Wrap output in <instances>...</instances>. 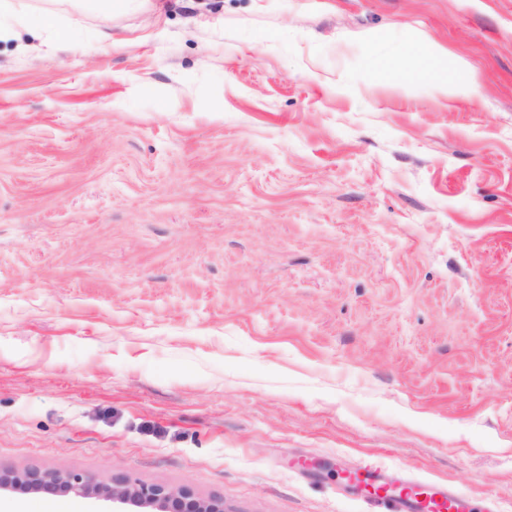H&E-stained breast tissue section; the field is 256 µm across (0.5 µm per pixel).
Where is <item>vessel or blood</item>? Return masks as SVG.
<instances>
[{
  "label": "vessel or blood",
  "instance_id": "obj_1",
  "mask_svg": "<svg viewBox=\"0 0 512 512\" xmlns=\"http://www.w3.org/2000/svg\"><path fill=\"white\" fill-rule=\"evenodd\" d=\"M366 494L379 512H473L472 501L448 485L410 480L394 483L379 470L367 467L360 474Z\"/></svg>",
  "mask_w": 512,
  "mask_h": 512
}]
</instances>
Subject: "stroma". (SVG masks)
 Returning a JSON list of instances; mask_svg holds the SVG:
<instances>
[{
  "mask_svg": "<svg viewBox=\"0 0 512 512\" xmlns=\"http://www.w3.org/2000/svg\"><path fill=\"white\" fill-rule=\"evenodd\" d=\"M70 19L0 39V468L371 512L372 459L512 512V0ZM411 57L416 63L414 74L422 70L425 78L431 80L435 89L442 95L448 96V85L453 86L454 77L447 71L437 69L433 65L432 57L427 50L413 48Z\"/></svg>",
  "mask_w": 512,
  "mask_h": 512,
  "instance_id": "35a3bbf8",
  "label": "stroma"
}]
</instances>
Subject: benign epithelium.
Instances as JSON below:
<instances>
[{
  "label": "benign epithelium",
  "mask_w": 512,
  "mask_h": 512,
  "mask_svg": "<svg viewBox=\"0 0 512 512\" xmlns=\"http://www.w3.org/2000/svg\"><path fill=\"white\" fill-rule=\"evenodd\" d=\"M0 488L21 492L58 489L81 498H103L116 507L152 508L154 512H224L221 499L205 500L190 488L171 490L157 484L123 480L105 483L93 476L60 469L0 470Z\"/></svg>",
  "instance_id": "obj_1"
}]
</instances>
